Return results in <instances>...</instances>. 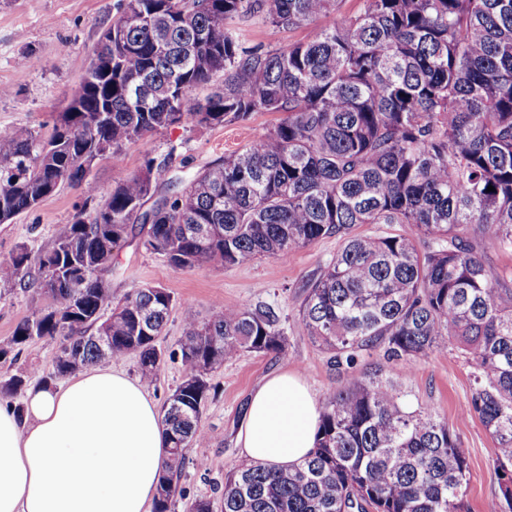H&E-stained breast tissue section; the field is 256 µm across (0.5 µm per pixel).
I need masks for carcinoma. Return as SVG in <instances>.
I'll return each instance as SVG.
<instances>
[{"instance_id": "obj_1", "label": "carcinoma", "mask_w": 512, "mask_h": 512, "mask_svg": "<svg viewBox=\"0 0 512 512\" xmlns=\"http://www.w3.org/2000/svg\"><path fill=\"white\" fill-rule=\"evenodd\" d=\"M341 2L118 0L72 111L48 132L0 131L5 224L65 184L95 198L89 158L173 126L282 115L155 201L173 153L146 157L101 206L58 225L49 247L22 246L0 263V293L23 287L36 303L0 357L58 338L52 378L127 356L149 384L167 357L186 367L162 407L170 448L154 512H176L180 501L183 512H215L211 497L186 502L180 486L187 451L203 440L210 374L244 351L284 355L288 335L272 304L216 305L200 322L183 302L184 336L164 351L173 295L143 286L112 298L114 251L131 236L174 270L244 266L342 240L297 309L343 374L320 410L313 451L287 468L229 471L220 512H459L469 480L460 437L393 391L381 365L357 370L374 355L426 360L450 341L473 369L469 408L497 441L500 512H512V287L469 234L512 253V0H360L333 25L276 48L246 47L228 26L250 14L291 31ZM357 224L409 230L361 236ZM26 386L14 375L0 394Z\"/></svg>"}]
</instances>
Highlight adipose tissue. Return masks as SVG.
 Returning <instances> with one entry per match:
<instances>
[{"label": "adipose tissue", "instance_id": "ef3b65f1", "mask_svg": "<svg viewBox=\"0 0 512 512\" xmlns=\"http://www.w3.org/2000/svg\"><path fill=\"white\" fill-rule=\"evenodd\" d=\"M320 412L305 379L282 370L251 395L242 456L281 468L312 450ZM169 448L145 386L92 367L30 386L23 411L0 402V512H152Z\"/></svg>", "mask_w": 512, "mask_h": 512}]
</instances>
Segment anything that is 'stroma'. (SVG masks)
<instances>
[{"label":"stroma","instance_id":"35a3bbf8","mask_svg":"<svg viewBox=\"0 0 512 512\" xmlns=\"http://www.w3.org/2000/svg\"><path fill=\"white\" fill-rule=\"evenodd\" d=\"M117 0H0V86L9 95L0 96V131L26 125L41 128L52 113L64 111L78 86L104 26L116 13ZM232 25L246 45L279 47L303 38L307 28L284 31L249 15L233 19ZM33 53L37 66L22 68L16 59ZM275 115L256 114L244 122L210 128L178 126L159 131L146 140L126 144L108 158L98 161L89 172L100 194L113 183L140 170L145 153L163 159L168 151L176 157L158 180L159 193L179 190L206 163L241 150L263 134ZM84 203L79 189L63 186L36 209L22 213L12 223L0 224V260L18 246L31 251L48 247L55 228L70 223ZM341 241L335 237L289 254L287 259L262 258L251 264L224 268L176 271L163 258L146 251L135 239H128L115 253L111 278L112 295L119 298L144 285L166 288L180 302L170 313L158 343L176 348L184 334L182 302H190L198 320H207L213 303L252 306L260 302L277 305L287 319L288 354L243 353L216 369L211 380L216 387L203 409L200 428L203 444L190 448L181 485L187 498L205 494L220 498L224 476L243 460L237 443L243 414L252 392L269 376L284 369L302 374L317 404H324L339 385L340 375L328 354L314 344L298 321L297 305L303 284L335 255ZM58 341L40 340L22 347L17 355L0 360V381L22 371L49 375ZM386 375L397 392L413 405L446 420L459 434L469 453V481L461 496V512H497L498 480L493 468L497 443L470 413L472 393L469 366L455 347L436 352L427 361L413 365L394 363ZM206 468H197V460Z\"/></svg>","mask_w":512,"mask_h":512}]
</instances>
